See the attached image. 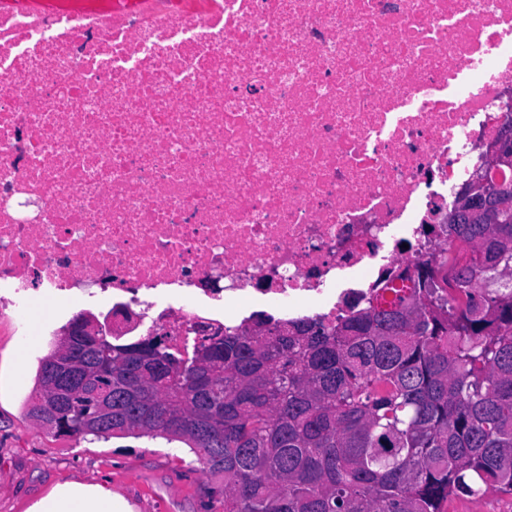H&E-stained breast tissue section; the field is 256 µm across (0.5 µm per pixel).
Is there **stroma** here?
<instances>
[{"label":"stroma","mask_w":512,"mask_h":512,"mask_svg":"<svg viewBox=\"0 0 512 512\" xmlns=\"http://www.w3.org/2000/svg\"><path fill=\"white\" fill-rule=\"evenodd\" d=\"M79 306L36 299L21 348L0 324V512H27L59 483L100 486L121 496L129 512H211L210 474L181 442L151 437L55 438L37 430L23 406L48 352L43 330L59 332Z\"/></svg>","instance_id":"obj_1"}]
</instances>
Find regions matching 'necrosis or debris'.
Listing matches in <instances>:
<instances>
[{
    "mask_svg": "<svg viewBox=\"0 0 512 512\" xmlns=\"http://www.w3.org/2000/svg\"><path fill=\"white\" fill-rule=\"evenodd\" d=\"M511 114L512 0L0 12V320L49 296L188 347L391 300Z\"/></svg>",
    "mask_w": 512,
    "mask_h": 512,
    "instance_id": "4bbe7bcc",
    "label": "necrosis or debris"
}]
</instances>
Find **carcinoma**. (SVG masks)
Instances as JSON below:
<instances>
[{"label": "carcinoma", "mask_w": 512, "mask_h": 512, "mask_svg": "<svg viewBox=\"0 0 512 512\" xmlns=\"http://www.w3.org/2000/svg\"><path fill=\"white\" fill-rule=\"evenodd\" d=\"M477 258L415 265L382 306L226 328L172 349L63 326L39 364L28 417L58 437L179 441L224 481L220 512H447L448 499L512 496V223L454 212ZM75 343L74 391L55 357ZM112 398V420L92 419Z\"/></svg>", "instance_id": "1"}]
</instances>
